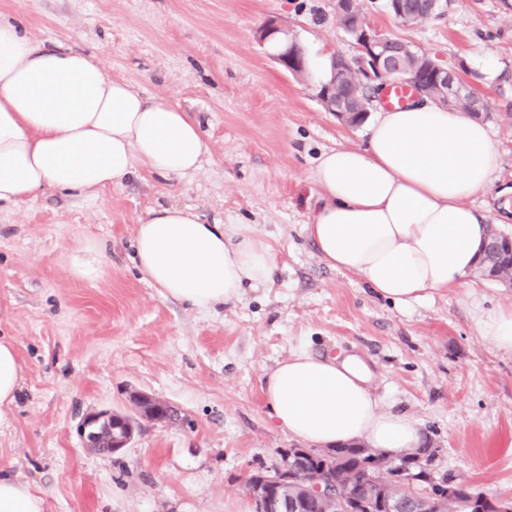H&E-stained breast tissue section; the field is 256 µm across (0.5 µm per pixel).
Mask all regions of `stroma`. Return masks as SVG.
Masks as SVG:
<instances>
[{"instance_id":"obj_1","label":"stroma","mask_w":512,"mask_h":512,"mask_svg":"<svg viewBox=\"0 0 512 512\" xmlns=\"http://www.w3.org/2000/svg\"><path fill=\"white\" fill-rule=\"evenodd\" d=\"M360 6L488 102L498 169L470 203L512 235V7L444 0L440 15L405 26L386 0ZM0 20L189 112L209 150L183 178L145 173L87 204L46 188L0 207V336L23 370L15 404L0 409L1 474L43 493L46 512H252L248 476L297 445L271 417L265 373L297 350L356 352L372 391L437 448L441 472L512 497V355L479 328L483 312L512 303V288L473 274L401 308L327 266L305 233L317 157L364 146L368 125L327 111L320 77L286 71L257 32L274 20L305 53L353 57L333 0H0ZM161 204L253 225L277 250L272 287L210 312L165 298L133 250L137 225ZM91 245L101 271L75 277ZM134 392L179 419L143 424L114 455L83 448L81 415L130 411Z\"/></svg>"}]
</instances>
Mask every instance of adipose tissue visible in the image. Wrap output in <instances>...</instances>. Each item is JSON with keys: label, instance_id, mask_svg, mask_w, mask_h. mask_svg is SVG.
Instances as JSON below:
<instances>
[{"label": "adipose tissue", "instance_id": "ef3b65f1", "mask_svg": "<svg viewBox=\"0 0 512 512\" xmlns=\"http://www.w3.org/2000/svg\"><path fill=\"white\" fill-rule=\"evenodd\" d=\"M208 149L200 122L127 83L101 61L49 49L0 22V205L46 187L85 201L143 173L197 172ZM498 166L485 124L423 99L381 111L367 143L323 152L305 232L329 267L352 273L402 307L448 291L477 266L491 222L469 204ZM137 266L165 297L200 311L240 300L274 279V247L247 224L205 223L190 207L158 206L138 224ZM358 355L298 350L263 391L277 427L309 446L364 442L395 457L422 445L418 423L372 393ZM22 381L16 348L0 337V408ZM0 512H45L28 483L0 476Z\"/></svg>", "mask_w": 512, "mask_h": 512}]
</instances>
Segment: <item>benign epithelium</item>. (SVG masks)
Returning <instances> with one entry per match:
<instances>
[{
	"label": "benign epithelium",
	"mask_w": 512,
	"mask_h": 512,
	"mask_svg": "<svg viewBox=\"0 0 512 512\" xmlns=\"http://www.w3.org/2000/svg\"><path fill=\"white\" fill-rule=\"evenodd\" d=\"M406 0H387V7L396 20L411 24L417 15L406 10ZM336 13L346 14L354 18L355 26L349 35L355 41L358 54L351 59L342 58L343 68L359 72L361 85L371 90V94L380 93L389 84H412L422 87L436 84L445 92L443 105L464 92L471 91L459 73L452 71L426 56L420 69L410 72L397 55L396 47L399 40L374 27L359 9L358 0H336ZM289 71L295 73L304 65V57L300 47L289 43V49L277 55ZM336 84H325L319 96L325 108L346 125L355 126L358 98H338L333 89ZM134 413L140 419L152 424L167 425L170 418V405L147 394L136 392L131 396ZM78 432L84 447L99 453L114 454L127 447L132 441L134 431L127 414L119 411L90 412L81 416ZM438 454L419 460L420 470L413 471L400 467L395 476L417 487V497L430 505L428 512H445L451 485L454 480L446 476H437L435 466ZM302 472L296 470L289 456H284L282 463L270 470H259L251 475V496L257 500L260 512H302L300 499L289 494L288 489L300 482ZM304 497L330 499L336 502L337 512H404L401 503L381 500H355L346 487L335 483V489L329 494L322 492L318 483L303 486Z\"/></svg>",
	"instance_id": "obj_1"
}]
</instances>
